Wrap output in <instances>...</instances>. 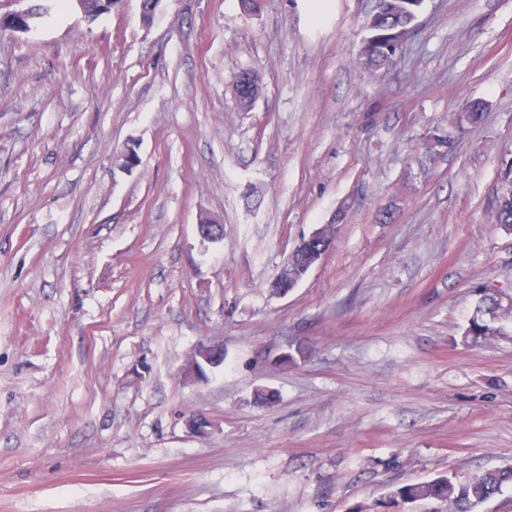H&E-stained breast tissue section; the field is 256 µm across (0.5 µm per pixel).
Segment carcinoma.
Listing matches in <instances>:
<instances>
[{"label":"carcinoma","mask_w":512,"mask_h":512,"mask_svg":"<svg viewBox=\"0 0 512 512\" xmlns=\"http://www.w3.org/2000/svg\"><path fill=\"white\" fill-rule=\"evenodd\" d=\"M424 0H378L377 7L364 23L366 35L358 50V63L368 71H378L391 61L398 38L416 27ZM243 71L236 77L235 94L239 104L248 108L260 93V87L245 84ZM487 110L482 100L469 101L459 113L457 125L479 126ZM451 137L442 128L432 130L425 140L426 152L445 153L451 147ZM499 187L493 203L494 223L512 230V157H504L499 167ZM478 302L462 334L466 345L478 346L503 334L502 322L512 321V308L502 309L498 291L485 287L477 290ZM512 489V467L486 469L466 476L455 473L401 486L387 493L388 501L395 504H438L435 512H484L489 502Z\"/></svg>","instance_id":"carcinoma-1"}]
</instances>
